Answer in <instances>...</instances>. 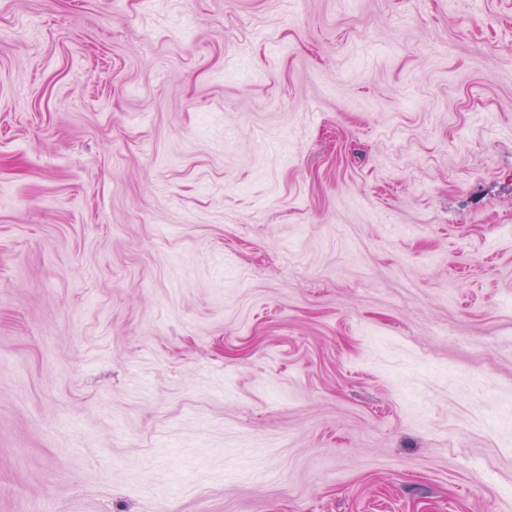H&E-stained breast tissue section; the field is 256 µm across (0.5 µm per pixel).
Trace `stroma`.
<instances>
[{
	"label": "stroma",
	"mask_w": 512,
	"mask_h": 512,
	"mask_svg": "<svg viewBox=\"0 0 512 512\" xmlns=\"http://www.w3.org/2000/svg\"><path fill=\"white\" fill-rule=\"evenodd\" d=\"M0 512H512V0H0Z\"/></svg>",
	"instance_id": "35a3bbf8"
}]
</instances>
